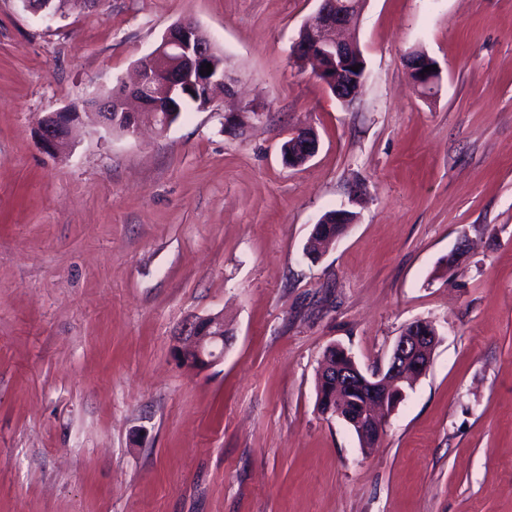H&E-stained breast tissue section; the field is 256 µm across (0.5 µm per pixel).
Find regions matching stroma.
<instances>
[{
  "instance_id": "35a3bbf8",
  "label": "stroma",
  "mask_w": 512,
  "mask_h": 512,
  "mask_svg": "<svg viewBox=\"0 0 512 512\" xmlns=\"http://www.w3.org/2000/svg\"><path fill=\"white\" fill-rule=\"evenodd\" d=\"M317 6L67 0L47 23L0 0V512H512V0H368L350 106L290 57ZM184 18L238 100L38 148L42 116ZM298 127L319 149L292 169ZM339 209L353 224L305 260ZM219 312L223 357L187 369L178 334ZM417 319L432 364L363 449L319 410V363L336 345L384 367ZM437 65V70L431 68V71L424 72L421 75L423 69L427 66ZM406 69L412 83L421 91L423 94H431L439 85L440 81V69L437 62L422 51L412 53L408 59H406Z\"/></svg>"
}]
</instances>
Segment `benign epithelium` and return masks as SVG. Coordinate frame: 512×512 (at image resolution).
I'll return each mask as SVG.
<instances>
[{"label":"benign epithelium","mask_w":512,"mask_h":512,"mask_svg":"<svg viewBox=\"0 0 512 512\" xmlns=\"http://www.w3.org/2000/svg\"><path fill=\"white\" fill-rule=\"evenodd\" d=\"M24 7L45 20L54 19L60 12L59 0H21ZM366 0H318L316 11L300 28L291 45V57L300 64L313 66V75L341 103L352 101L361 87L365 74L364 56L356 38H345L342 33L356 29ZM220 48L199 25L185 18L171 26L160 38L154 50L138 61L137 77L133 84H120L93 98L94 111L82 112L75 106L49 112L39 123L37 139L40 148L58 155L72 147L73 128L86 118H93L103 127L112 129V115L130 119L129 134L133 135L143 124L160 131L167 130L180 117L184 90L197 92L208 108L215 103L217 93H233L234 78L224 67V60L216 53ZM209 63L212 72L200 73ZM436 61L422 51L406 59V69L412 83L423 94H431L439 85L440 70L423 72ZM359 66L358 71L351 70ZM287 145H295L299 152L288 154V166L300 167L318 151L319 140L310 128H298L290 133ZM309 248L303 255L311 262L318 261L322 248L335 238L320 241L312 232ZM224 316L210 315L193 323L175 345L179 362L188 368L204 370L224 353ZM435 325L427 320H416L396 340L387 366L369 374L356 363H338L330 374L340 390L363 383L367 387V417L350 419L342 410H327L344 421L355 434L378 437L384 429L380 416L383 410H393L405 396L403 384L418 380L430 367L429 353L438 339Z\"/></svg>","instance_id":"7a95c632"}]
</instances>
